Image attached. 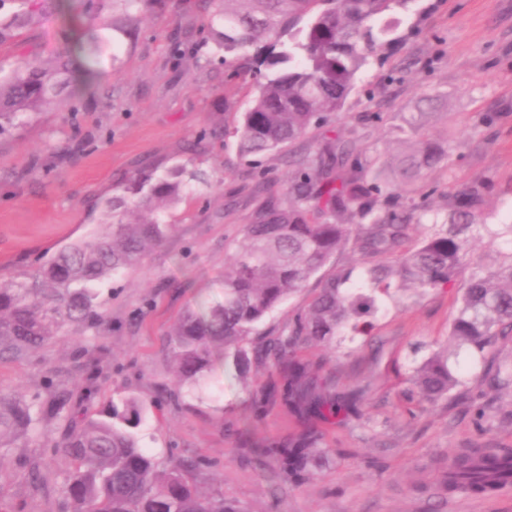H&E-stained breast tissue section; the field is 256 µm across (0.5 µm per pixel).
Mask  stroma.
I'll return each instance as SVG.
<instances>
[{
  "label": "stroma",
  "mask_w": 512,
  "mask_h": 512,
  "mask_svg": "<svg viewBox=\"0 0 512 512\" xmlns=\"http://www.w3.org/2000/svg\"><path fill=\"white\" fill-rule=\"evenodd\" d=\"M400 18V43L362 70L331 129L344 135L357 113H381L365 143L390 158L404 150L393 141L398 113H428L432 132L451 138L454 150L414 183L415 200L443 210L455 186L483 180L490 185L487 211L512 213V0H413ZM63 28L55 18L26 26L0 46V69L56 50ZM205 28L199 0H166L123 40L121 70L106 71L97 90L0 134V274L17 280L62 245L99 232L95 203L123 177L177 165L195 175L190 197L168 213L164 243L103 286L106 324L95 331L64 327L28 360L0 363V388L41 393L50 378L81 385L85 378L73 362L81 351L100 368L101 402L118 391L152 399L176 389L171 333L188 306L222 299L225 256L263 199L285 194L292 174L284 151L241 158L235 130L253 75L246 67L232 78L220 59L199 58ZM175 33L178 60L171 52ZM486 113L494 115L492 125L480 123ZM454 296L445 290L404 301L378 318L366 341L316 350L344 386H367L368 398L362 418L328 430L333 459L304 482L281 481L274 463L244 454V447L286 438L296 426L277 409L249 420L248 391L225 376L220 361L211 374L223 389L219 401L153 411L144 442L159 453L199 457L225 497L249 512H429L437 471L454 453L512 447L510 391L473 387L407 412L409 365L446 342ZM476 401L487 426L476 423ZM23 460L38 464L42 485L23 479ZM63 481L45 436L0 450V512H65ZM439 505V512H512V493L455 495Z\"/></svg>",
  "instance_id": "obj_1"
}]
</instances>
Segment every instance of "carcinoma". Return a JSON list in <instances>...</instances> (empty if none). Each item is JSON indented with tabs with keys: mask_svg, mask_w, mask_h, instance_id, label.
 Masks as SVG:
<instances>
[{
	"mask_svg": "<svg viewBox=\"0 0 512 512\" xmlns=\"http://www.w3.org/2000/svg\"><path fill=\"white\" fill-rule=\"evenodd\" d=\"M159 0H14L20 10L0 16V45L53 10L77 24L54 58H24L0 76V131L22 128L64 90L80 94L97 83L107 50L130 36L150 2ZM208 34L202 45L224 53V65L255 64L259 80L236 129L244 158L290 149L295 172L288 199L266 197L245 225L224 265V297L189 307L169 339L185 395L212 371L215 350L224 366L248 382L253 365L269 379L249 393L252 413L277 407L299 425L286 440L251 447L276 463L283 480L301 478L328 462L333 449L324 426L361 417L366 389L337 390L336 375L299 356L314 344L353 343L367 335L387 302L456 290L450 345L413 362L410 398L435 403L469 384L512 387V359L487 360L512 340V222L494 224L484 213L485 184L459 185L444 214L427 210L372 174L378 158L363 145L378 112H362L348 135L325 130L341 111L370 59L398 42L399 10L414 0H202ZM427 115L412 112L410 151L395 159L392 176L414 183L448 158L446 145L426 132ZM186 168L138 170L98 203L104 230L60 247L24 281L0 279V362H16L50 343L66 325L94 329L107 320L101 286L138 267L167 238L168 210L189 193ZM484 241L488 254L473 260ZM350 251L357 264L336 266ZM319 288L272 335L259 327L312 278ZM94 376L81 388L50 385L47 395L0 389V447L63 423L54 453L65 474L67 512H246L224 499L219 479L198 488L204 474L191 455L160 458L142 444L141 426L153 401L127 394L95 408ZM512 480V448H468L442 471L443 494L482 495Z\"/></svg>",
	"mask_w": 512,
	"mask_h": 512,
	"instance_id": "obj_1",
	"label": "carcinoma"
}]
</instances>
